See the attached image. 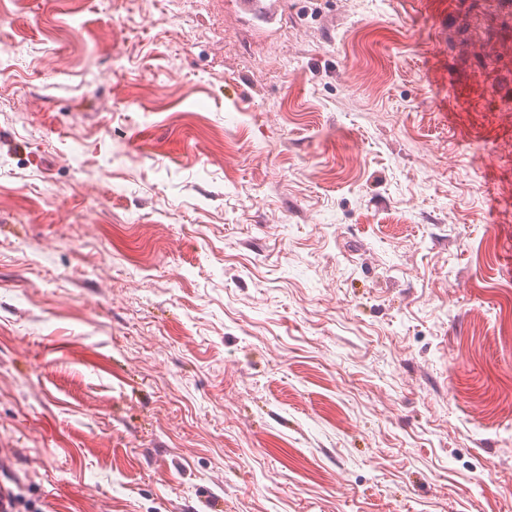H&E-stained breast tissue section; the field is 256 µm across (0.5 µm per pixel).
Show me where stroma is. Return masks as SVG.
Segmentation results:
<instances>
[{
    "label": "stroma",
    "mask_w": 512,
    "mask_h": 512,
    "mask_svg": "<svg viewBox=\"0 0 512 512\" xmlns=\"http://www.w3.org/2000/svg\"><path fill=\"white\" fill-rule=\"evenodd\" d=\"M238 2L0 5V483L512 512V8Z\"/></svg>",
    "instance_id": "obj_1"
}]
</instances>
